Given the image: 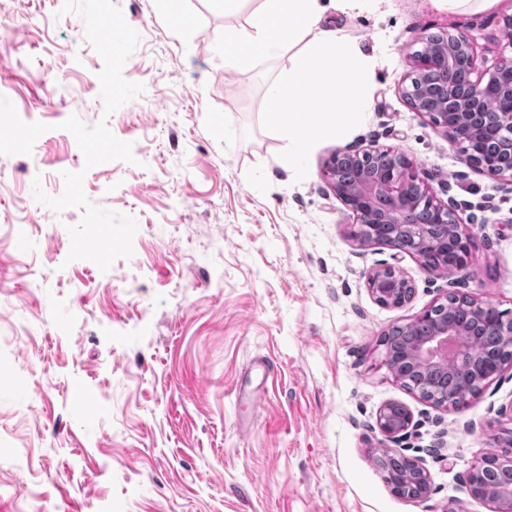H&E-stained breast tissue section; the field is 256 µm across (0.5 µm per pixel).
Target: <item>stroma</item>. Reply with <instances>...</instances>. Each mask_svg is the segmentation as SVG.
Returning a JSON list of instances; mask_svg holds the SVG:
<instances>
[{
    "instance_id": "obj_1",
    "label": "stroma",
    "mask_w": 512,
    "mask_h": 512,
    "mask_svg": "<svg viewBox=\"0 0 512 512\" xmlns=\"http://www.w3.org/2000/svg\"><path fill=\"white\" fill-rule=\"evenodd\" d=\"M115 2L140 35L123 76L145 91L108 116L82 18L63 0H0V95L49 126L31 154L0 155V512H488L466 480L512 430V365L467 407L439 406L393 378L381 339L451 292L512 313V179L466 165L403 95L424 33L468 32L486 73L512 45V0H328L323 26L375 57L374 85L363 123L298 167L266 115L282 60L224 69V33L253 0L229 14L221 0ZM73 114L106 121L135 163L85 168L60 128ZM339 149L413 161L469 235L476 275L451 282L357 241L323 174ZM81 169L95 205L138 223L132 256L105 273L67 259L81 210L33 195L60 196L62 172ZM388 266L414 286L399 307L368 289ZM241 384L258 403L236 404ZM391 402L413 416L392 453L431 477L419 502L378 462Z\"/></svg>"
}]
</instances>
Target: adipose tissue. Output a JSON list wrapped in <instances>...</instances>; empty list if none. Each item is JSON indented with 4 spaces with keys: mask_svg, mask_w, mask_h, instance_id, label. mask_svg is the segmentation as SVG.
<instances>
[{
    "mask_svg": "<svg viewBox=\"0 0 512 512\" xmlns=\"http://www.w3.org/2000/svg\"><path fill=\"white\" fill-rule=\"evenodd\" d=\"M319 0H259L248 28L225 33L224 65L256 67L272 58L288 64L266 87L268 120L299 166L316 141L362 123L376 61L348 36L320 25Z\"/></svg>",
    "mask_w": 512,
    "mask_h": 512,
    "instance_id": "ef3b65f1",
    "label": "adipose tissue"
}]
</instances>
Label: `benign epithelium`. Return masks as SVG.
<instances>
[{"label":"benign epithelium","mask_w":512,"mask_h":512,"mask_svg":"<svg viewBox=\"0 0 512 512\" xmlns=\"http://www.w3.org/2000/svg\"><path fill=\"white\" fill-rule=\"evenodd\" d=\"M421 49L409 56L408 86L403 94L411 107L430 117L452 145L462 146L464 161L492 176L512 179V148L507 154L481 152L487 136L512 141V56L501 59L489 71V77L472 78L476 69L474 38L464 32L451 34L442 42L434 35L419 38ZM325 175L341 202L359 224L356 238L373 241L392 249L411 253L427 272H437L454 281L466 272L471 258L469 237L447 204L436 201L428 185L412 172L411 163L402 155L386 151L361 154L338 150L325 163ZM446 229L453 225L457 260L450 263L443 255L430 259L429 225ZM369 291L385 306H401L413 293V284L403 272L382 268L367 277ZM486 327L499 336L500 346L512 351V321L492 305L468 295L457 296ZM433 305L413 324L426 322L428 333L403 351L386 350V363L395 380L404 373L418 372L426 382L428 398L438 406L464 405L478 395L471 390L473 381L488 380L501 371L487 356L463 339V326L437 314ZM413 426L412 413L399 403H389L378 413L377 427L388 441H395ZM500 449L487 451L478 465L489 457L507 474V478L486 491L478 482L468 480L469 495L485 503L489 512H512V434L503 439ZM403 478L415 492L409 499L423 500L429 490L430 474L413 458H402Z\"/></svg>","instance_id":"7a95c632"}]
</instances>
